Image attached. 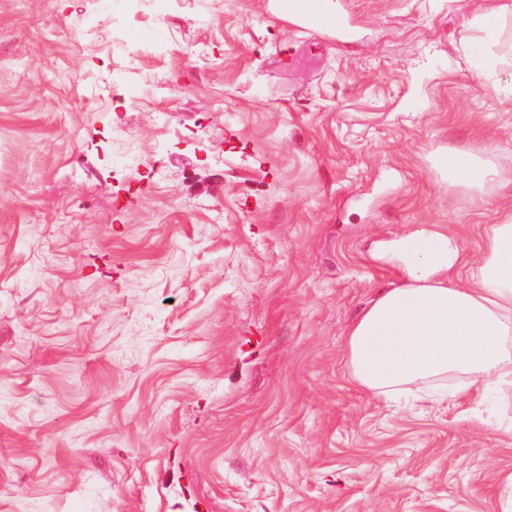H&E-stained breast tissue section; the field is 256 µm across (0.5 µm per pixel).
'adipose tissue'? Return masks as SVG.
Segmentation results:
<instances>
[{
	"label": "adipose tissue",
	"mask_w": 512,
	"mask_h": 512,
	"mask_svg": "<svg viewBox=\"0 0 512 512\" xmlns=\"http://www.w3.org/2000/svg\"><path fill=\"white\" fill-rule=\"evenodd\" d=\"M512 0H486L468 22L474 42L504 40ZM433 170L469 201L494 184H512V165L486 144L437 153ZM474 278L457 234L421 224L405 238H380L370 260L391 266L401 281L372 299L348 330L344 356L352 380L377 398L408 393L492 392L512 384V210L488 225Z\"/></svg>",
	"instance_id": "ef3b65f1"
}]
</instances>
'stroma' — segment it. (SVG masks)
<instances>
[{
  "label": "stroma",
  "instance_id": "35a3bbf8",
  "mask_svg": "<svg viewBox=\"0 0 512 512\" xmlns=\"http://www.w3.org/2000/svg\"><path fill=\"white\" fill-rule=\"evenodd\" d=\"M0 0V512H512V387L377 400L343 341L400 280L376 238L452 224L470 267L512 191L480 0ZM150 53L129 67L130 37ZM301 15L298 27L322 33L338 42L356 37L357 32L347 14L336 4V11L322 9L318 0H308ZM432 168L449 188L471 202L483 201L493 184H512V165L502 164L494 150L483 143L440 151L433 157Z\"/></svg>",
  "mask_w": 512,
  "mask_h": 512
}]
</instances>
